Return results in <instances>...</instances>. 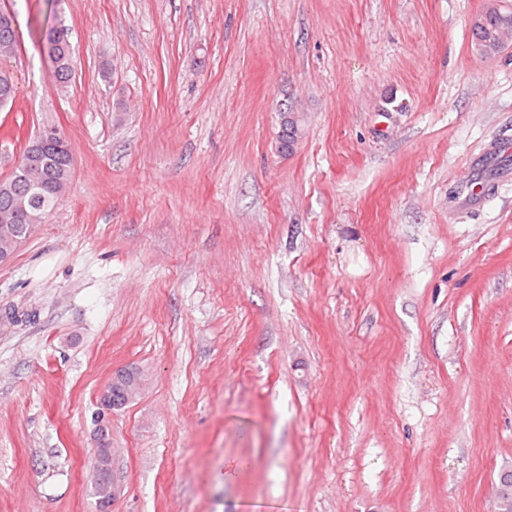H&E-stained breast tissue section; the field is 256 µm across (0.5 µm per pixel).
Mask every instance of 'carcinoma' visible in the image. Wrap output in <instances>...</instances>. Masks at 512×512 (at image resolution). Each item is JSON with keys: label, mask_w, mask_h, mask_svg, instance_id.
Here are the masks:
<instances>
[{"label": "carcinoma", "mask_w": 512, "mask_h": 512, "mask_svg": "<svg viewBox=\"0 0 512 512\" xmlns=\"http://www.w3.org/2000/svg\"><path fill=\"white\" fill-rule=\"evenodd\" d=\"M70 29L64 24L52 21L42 29L41 52L49 64L55 85L61 93L68 92L73 79L72 45ZM23 147L20 159L11 174L0 180V213L5 210L14 212V226L21 231L20 237L26 238L24 231L29 224H38L45 220L51 211L64 199L70 174L64 158L60 154L47 157L38 169L28 167ZM34 182L46 188L44 208L34 207L27 199L26 190ZM501 501L504 512H512V470L500 475Z\"/></svg>", "instance_id": "1"}]
</instances>
